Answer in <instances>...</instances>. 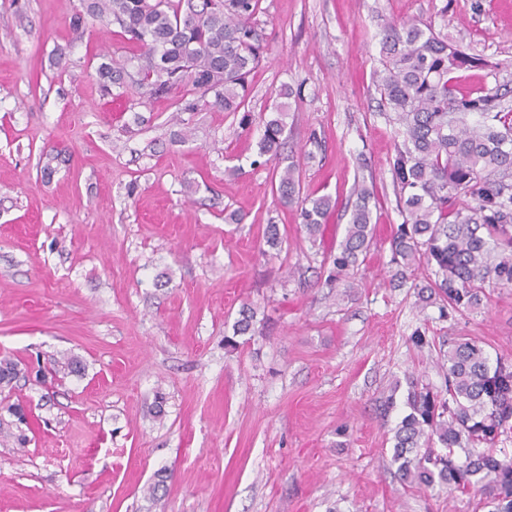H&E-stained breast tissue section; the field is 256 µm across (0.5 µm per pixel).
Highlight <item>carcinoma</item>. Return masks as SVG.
<instances>
[{
    "label": "carcinoma",
    "instance_id": "carcinoma-1",
    "mask_svg": "<svg viewBox=\"0 0 512 512\" xmlns=\"http://www.w3.org/2000/svg\"><path fill=\"white\" fill-rule=\"evenodd\" d=\"M261 0H80L71 27L83 36L87 19L116 25L132 48L125 60L106 54L97 68L104 97L128 93L145 102L176 96L177 111L238 112L249 77L266 46L255 28ZM381 69L375 88L393 114L391 170L402 223L391 238L392 262L426 265L420 286L440 315L474 311L485 286L512 288V120L503 95L457 89V73L488 67L481 57L448 42V35L415 18L392 20L379 32ZM290 87H282L263 119L254 165L277 157L283 145ZM285 205H300L310 235L320 231L330 198H299L296 167L283 170L277 189ZM372 191L361 184L339 252L337 271L357 266L373 236ZM254 309L245 306L234 333H247ZM444 389L408 382L410 412L394 433L393 462L401 480L425 489L474 490L488 512H512V455L494 449L512 439V358L490 359L469 340L448 342ZM18 364L0 359V384ZM480 444L487 445L483 450ZM463 450L465 461L454 459Z\"/></svg>",
    "mask_w": 512,
    "mask_h": 512
}]
</instances>
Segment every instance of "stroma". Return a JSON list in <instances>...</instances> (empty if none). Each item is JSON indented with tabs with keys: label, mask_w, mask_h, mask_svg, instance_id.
Instances as JSON below:
<instances>
[{
	"label": "stroma",
	"mask_w": 512,
	"mask_h": 512,
	"mask_svg": "<svg viewBox=\"0 0 512 512\" xmlns=\"http://www.w3.org/2000/svg\"><path fill=\"white\" fill-rule=\"evenodd\" d=\"M78 6L0 0V358L21 367L0 390V512H485L403 485L392 437L409 379L442 388L449 340L512 357V288L443 318L415 289L426 268L395 286L394 128L373 72L381 25L418 18L490 61L461 84L512 104V0H262L246 126L215 110L179 124L172 97L103 99L98 55L125 59L126 42L96 20L75 39ZM284 85L285 144L255 166ZM291 164L302 194L332 199L318 239L278 199ZM360 179L376 229L339 276Z\"/></svg>",
	"instance_id": "stroma-1"
}]
</instances>
